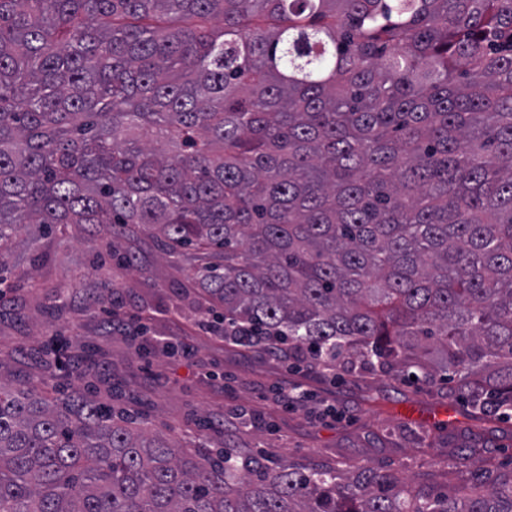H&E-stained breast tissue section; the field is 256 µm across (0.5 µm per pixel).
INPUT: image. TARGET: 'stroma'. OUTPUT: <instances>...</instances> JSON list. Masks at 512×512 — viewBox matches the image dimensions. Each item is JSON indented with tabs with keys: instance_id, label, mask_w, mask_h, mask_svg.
<instances>
[{
	"instance_id": "stroma-1",
	"label": "stroma",
	"mask_w": 512,
	"mask_h": 512,
	"mask_svg": "<svg viewBox=\"0 0 512 512\" xmlns=\"http://www.w3.org/2000/svg\"><path fill=\"white\" fill-rule=\"evenodd\" d=\"M110 226L41 239L13 251L11 287L0 294V376L45 379L49 390L76 387L171 433L186 455L243 450L299 467L350 470L367 465L412 485L450 492L490 472L512 470V417L478 422L452 385H400L379 365L327 376L289 373L256 349L224 343L201 325L199 289L186 263L159 258L146 237L127 239L140 260L116 266ZM187 342L172 359L154 339ZM299 382L313 402L284 407L279 384ZM450 404L452 425L427 427L407 408Z\"/></svg>"
}]
</instances>
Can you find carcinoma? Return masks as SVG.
I'll return each instance as SVG.
<instances>
[{
  "label": "carcinoma",
  "mask_w": 512,
  "mask_h": 512,
  "mask_svg": "<svg viewBox=\"0 0 512 512\" xmlns=\"http://www.w3.org/2000/svg\"><path fill=\"white\" fill-rule=\"evenodd\" d=\"M219 18L215 29L210 20ZM192 255L229 342L512 407V0H0V285L32 226ZM0 512H512L0 381Z\"/></svg>",
  "instance_id": "1"
}]
</instances>
